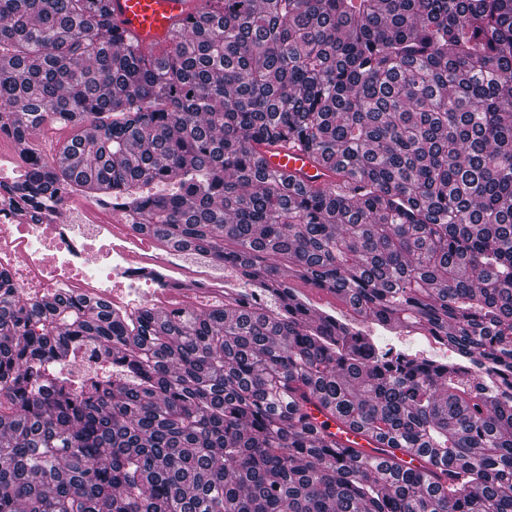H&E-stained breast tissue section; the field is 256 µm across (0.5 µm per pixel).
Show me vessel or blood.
I'll list each match as a JSON object with an SVG mask.
<instances>
[{
  "mask_svg": "<svg viewBox=\"0 0 512 512\" xmlns=\"http://www.w3.org/2000/svg\"><path fill=\"white\" fill-rule=\"evenodd\" d=\"M195 0H110L111 19L123 40L137 42L145 49L169 47L178 21L192 12ZM267 167L282 175L293 176L314 190H321L334 181L329 170H318L309 156L298 148L278 144L262 149ZM311 422L327 426L341 449L361 456L384 457L388 451L374 438L353 430L335 420L328 410L308 407Z\"/></svg>",
  "mask_w": 512,
  "mask_h": 512,
  "instance_id": "b4317fda",
  "label": "vessel or blood"
}]
</instances>
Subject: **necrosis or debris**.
Returning <instances> with one entry per match:
<instances>
[{
	"mask_svg": "<svg viewBox=\"0 0 512 512\" xmlns=\"http://www.w3.org/2000/svg\"><path fill=\"white\" fill-rule=\"evenodd\" d=\"M68 224H10L0 220V272L31 299L61 292L121 298V277L158 268L171 281L221 282L215 267L189 254L160 250L156 242L117 223L89 202L64 198Z\"/></svg>",
	"mask_w": 512,
	"mask_h": 512,
	"instance_id": "necrosis-or-debris-1",
	"label": "necrosis or debris"
}]
</instances>
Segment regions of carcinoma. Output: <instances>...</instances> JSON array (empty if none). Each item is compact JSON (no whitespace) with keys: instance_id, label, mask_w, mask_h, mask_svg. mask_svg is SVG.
I'll use <instances>...</instances> for the list:
<instances>
[{"instance_id":"obj_1","label":"carcinoma","mask_w":512,"mask_h":512,"mask_svg":"<svg viewBox=\"0 0 512 512\" xmlns=\"http://www.w3.org/2000/svg\"><path fill=\"white\" fill-rule=\"evenodd\" d=\"M45 124L69 163L25 155L13 218L84 194L224 299L0 273V512H512V0H198L156 53L108 0H0V136ZM281 140L339 182L269 170ZM312 401L434 469L333 451ZM382 335L385 336H376L380 350H383L386 343H391L392 346L388 347L394 348L397 352L423 350L427 354H431L440 351L439 348H430L428 345L423 344L416 336H400L398 338L397 336H390L388 333H382Z\"/></svg>"}]
</instances>
